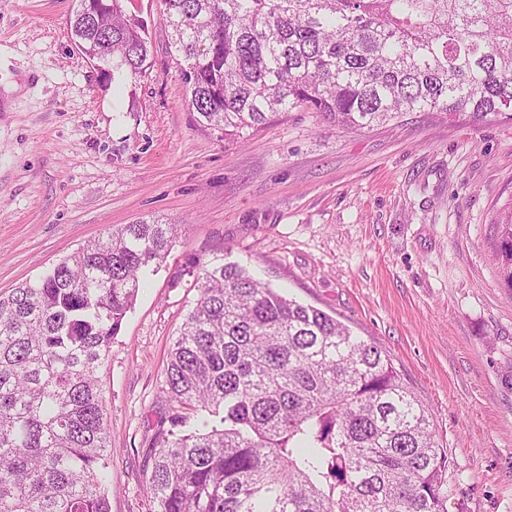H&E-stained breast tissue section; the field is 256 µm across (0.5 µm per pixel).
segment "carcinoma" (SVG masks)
<instances>
[{
    "label": "carcinoma",
    "instance_id": "obj_1",
    "mask_svg": "<svg viewBox=\"0 0 512 512\" xmlns=\"http://www.w3.org/2000/svg\"><path fill=\"white\" fill-rule=\"evenodd\" d=\"M197 122L235 140L289 111L343 130L408 112L512 120V0H161ZM88 58L141 73L144 21L74 0ZM512 289V213L500 224ZM178 225L108 229L0 293V512H111L99 378ZM170 347L150 512H448V450L389 357L224 254Z\"/></svg>",
    "mask_w": 512,
    "mask_h": 512
}]
</instances>
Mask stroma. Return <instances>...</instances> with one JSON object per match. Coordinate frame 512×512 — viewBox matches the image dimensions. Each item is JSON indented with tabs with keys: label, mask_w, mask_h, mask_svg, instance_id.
Here are the masks:
<instances>
[{
	"label": "stroma",
	"mask_w": 512,
	"mask_h": 512,
	"mask_svg": "<svg viewBox=\"0 0 512 512\" xmlns=\"http://www.w3.org/2000/svg\"><path fill=\"white\" fill-rule=\"evenodd\" d=\"M72 6L0 0V292L106 228L180 225L100 372L111 512H149L167 353L198 298L175 272L216 250L387 353L448 448L449 512H512V120L345 131L293 111L226 140L193 119L159 0L126 3L150 42L135 76L81 53ZM501 277L507 288L512 289V211L500 224Z\"/></svg>",
	"instance_id": "1"
}]
</instances>
